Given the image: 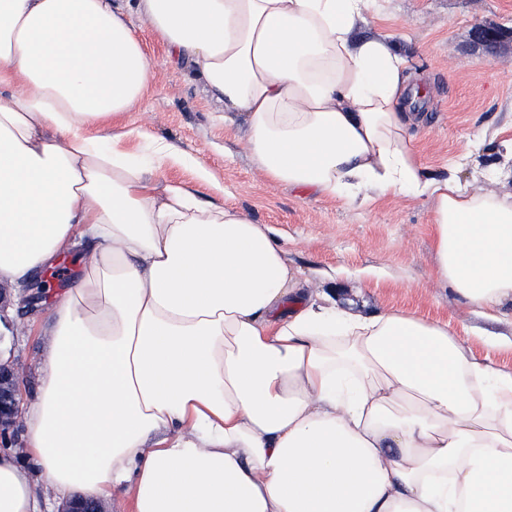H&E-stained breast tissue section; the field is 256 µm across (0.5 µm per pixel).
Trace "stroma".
Masks as SVG:
<instances>
[{"label": "stroma", "instance_id": "35a3bbf8", "mask_svg": "<svg viewBox=\"0 0 512 512\" xmlns=\"http://www.w3.org/2000/svg\"><path fill=\"white\" fill-rule=\"evenodd\" d=\"M129 20L141 38L152 74L142 102L124 125L176 144L182 161L156 174L158 182L192 184L203 199L220 200L277 230L290 266L305 272L313 291L343 288L361 313L408 310L446 321L479 356L512 372V304L494 316L465 303L431 275L429 204L389 195L349 208L266 179L256 168L243 133L224 128V109L193 79L141 16ZM497 27L496 50L472 36L476 25ZM360 33L394 36L412 60L413 83L424 93L408 100L422 121L412 129L421 164L434 175L459 164L469 189L512 194V0H373ZM503 169L488 180V168ZM207 170L210 181L198 177ZM48 309L26 313L14 305L8 345L22 379V397L34 393L44 339L38 328Z\"/></svg>", "mask_w": 512, "mask_h": 512}]
</instances>
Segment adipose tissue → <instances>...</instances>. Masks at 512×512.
Segmentation results:
<instances>
[{
	"label": "adipose tissue",
	"instance_id": "1",
	"mask_svg": "<svg viewBox=\"0 0 512 512\" xmlns=\"http://www.w3.org/2000/svg\"><path fill=\"white\" fill-rule=\"evenodd\" d=\"M369 3L0 0V286L85 244L41 329L27 459L0 450V512L119 490L129 512H512V373L445 322L310 293L242 210L157 185L175 145L140 163L108 130L151 81L135 13L268 179L427 199L433 276L499 310L512 195L421 165L409 59L356 35Z\"/></svg>",
	"mask_w": 512,
	"mask_h": 512
}]
</instances>
